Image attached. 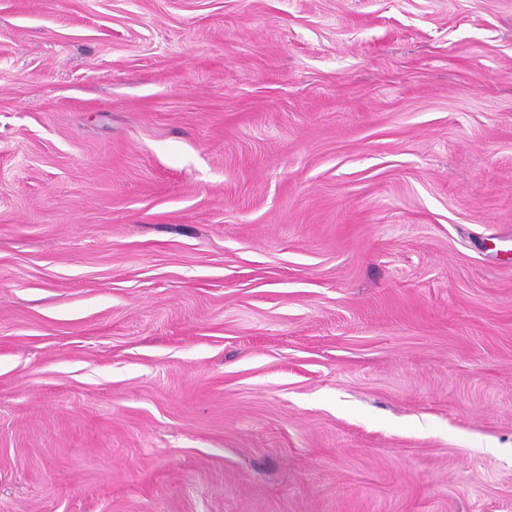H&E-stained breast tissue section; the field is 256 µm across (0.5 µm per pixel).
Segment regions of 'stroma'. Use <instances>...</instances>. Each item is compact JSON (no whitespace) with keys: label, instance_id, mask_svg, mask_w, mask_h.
<instances>
[{"label":"stroma","instance_id":"obj_1","mask_svg":"<svg viewBox=\"0 0 512 512\" xmlns=\"http://www.w3.org/2000/svg\"><path fill=\"white\" fill-rule=\"evenodd\" d=\"M0 512H512V0H0Z\"/></svg>","mask_w":512,"mask_h":512}]
</instances>
